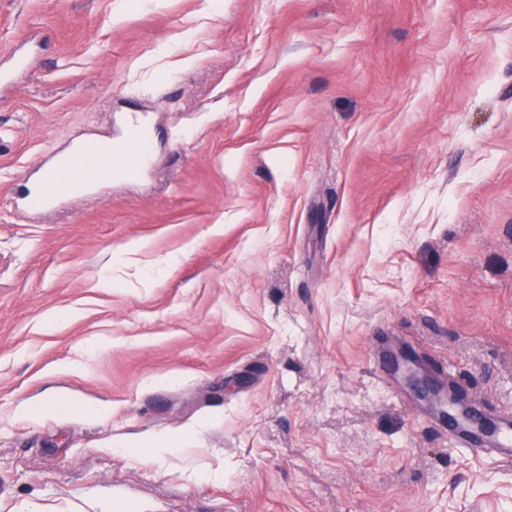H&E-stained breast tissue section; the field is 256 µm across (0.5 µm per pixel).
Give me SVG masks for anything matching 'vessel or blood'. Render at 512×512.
<instances>
[{
    "mask_svg": "<svg viewBox=\"0 0 512 512\" xmlns=\"http://www.w3.org/2000/svg\"><path fill=\"white\" fill-rule=\"evenodd\" d=\"M148 153L149 146L145 143L127 146L74 144L54 157L41 179L25 186L23 208L31 215L47 211L98 185L108 172L134 176ZM446 427L449 438L465 450L478 455L490 454L512 463V416L501 418L492 425L482 410L474 407L466 416L447 422Z\"/></svg>",
    "mask_w": 512,
    "mask_h": 512,
    "instance_id": "b4317fda",
    "label": "vessel or blood"
}]
</instances>
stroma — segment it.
I'll return each instance as SVG.
<instances>
[{
    "label": "stroma",
    "mask_w": 512,
    "mask_h": 512,
    "mask_svg": "<svg viewBox=\"0 0 512 512\" xmlns=\"http://www.w3.org/2000/svg\"><path fill=\"white\" fill-rule=\"evenodd\" d=\"M17 51L0 512H512L382 361L512 411V0H0ZM133 121L136 178L17 209Z\"/></svg>",
    "instance_id": "1"
}]
</instances>
